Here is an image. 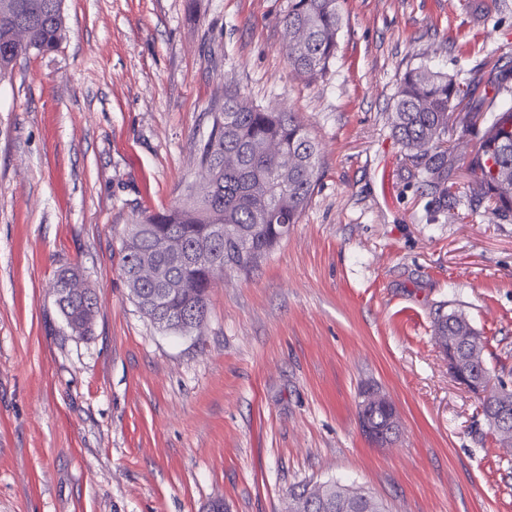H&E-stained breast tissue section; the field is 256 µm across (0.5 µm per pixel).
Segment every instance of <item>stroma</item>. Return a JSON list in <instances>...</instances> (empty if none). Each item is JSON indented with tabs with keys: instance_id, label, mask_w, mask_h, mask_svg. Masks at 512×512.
<instances>
[{
	"instance_id": "35a3bbf8",
	"label": "stroma",
	"mask_w": 512,
	"mask_h": 512,
	"mask_svg": "<svg viewBox=\"0 0 512 512\" xmlns=\"http://www.w3.org/2000/svg\"><path fill=\"white\" fill-rule=\"evenodd\" d=\"M288 4L63 0L59 49L0 82V512H281L326 481L387 512H512V448L432 335L463 312L512 390V216L473 203L460 161L440 203L390 120L409 68L512 66V0H340L311 84ZM228 88L298 112L323 176L260 268L211 288L202 332L176 335L132 299L122 242L182 198ZM68 266L98 295L88 336L50 288ZM369 385L400 415L385 447L359 429Z\"/></svg>"
}]
</instances>
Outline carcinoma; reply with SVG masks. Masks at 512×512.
<instances>
[{
  "instance_id": "carcinoma-1",
  "label": "carcinoma",
  "mask_w": 512,
  "mask_h": 512,
  "mask_svg": "<svg viewBox=\"0 0 512 512\" xmlns=\"http://www.w3.org/2000/svg\"><path fill=\"white\" fill-rule=\"evenodd\" d=\"M63 0H0V79L13 73L17 61L32 53L59 48L65 35ZM26 27L30 40L20 45L16 28ZM343 25L339 0H290L283 20L288 62L298 76L315 82L326 76L336 55L338 34ZM508 73L489 76L485 86L492 96L475 99L481 80L461 82L425 65L407 70L397 88L392 112V130L412 160L421 165L424 185L443 203L451 196L452 167L448 123L457 108L483 120L484 130L469 155L467 171L472 176L473 197L492 203V213L512 214V101L500 99L512 93ZM212 124L199 147L198 177H208L209 187L196 191L187 187L184 199L161 212L135 220L122 244L121 274L125 282L135 275L140 258L150 256L169 268L173 276L192 285L191 297H173L166 311L179 316L196 310L208 314L209 288L229 272L248 275L268 257L274 246L298 223L320 180V148L294 112L266 109L240 91L224 90V99L209 106ZM224 225V240L193 264L177 260L173 252L158 247L162 240L175 239L193 246L207 241L210 227ZM52 287L67 288V302L59 307L64 319L92 332L98 309L96 293L77 267L55 274ZM142 294L133 296L149 318L156 307L148 300L154 285H140ZM436 336L477 335L469 319L451 311L434 322ZM462 361L461 368L475 379L488 372L484 358L473 360L463 344L448 346ZM480 398L484 414L504 408L500 391L483 385ZM311 512H384L379 501L373 505L343 493L335 484L330 497L317 500Z\"/></svg>"
}]
</instances>
